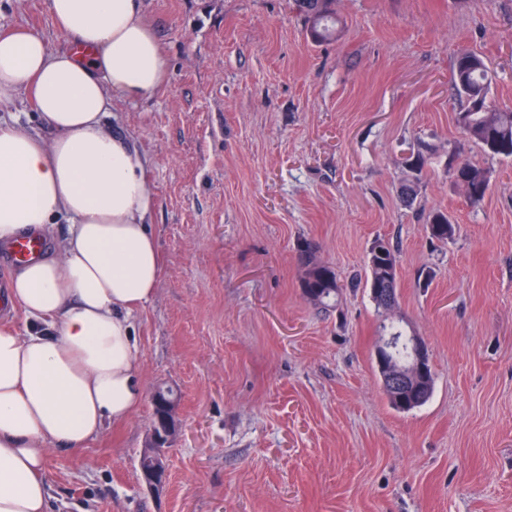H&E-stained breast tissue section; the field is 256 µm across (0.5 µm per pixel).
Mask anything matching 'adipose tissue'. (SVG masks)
<instances>
[{
    "label": "adipose tissue",
    "mask_w": 512,
    "mask_h": 512,
    "mask_svg": "<svg viewBox=\"0 0 512 512\" xmlns=\"http://www.w3.org/2000/svg\"><path fill=\"white\" fill-rule=\"evenodd\" d=\"M48 9L71 49L24 28L0 35V105L29 94L43 126L0 120V247L33 234L55 242L16 265L5 290L27 330L0 323V512H47L48 445L82 448L141 403L132 316L162 272L150 160L106 121L115 98L165 83L160 41L142 0Z\"/></svg>",
    "instance_id": "ef3b65f1"
}]
</instances>
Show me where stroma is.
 <instances>
[{
	"label": "stroma",
	"mask_w": 512,
	"mask_h": 512,
	"mask_svg": "<svg viewBox=\"0 0 512 512\" xmlns=\"http://www.w3.org/2000/svg\"><path fill=\"white\" fill-rule=\"evenodd\" d=\"M333 7L341 36L317 43L294 0H143L167 80L115 100L112 121L151 157L158 197L163 270L133 315L145 397L83 448L49 451V512H512V158L460 133L450 85L471 49L489 105L512 107V0ZM20 27L67 46L47 0H0V32ZM463 160L488 172L480 204L448 176ZM378 238L435 377L408 413L383 394L384 319L355 284ZM307 240L345 285L335 308L303 293ZM159 386L178 391L182 427L155 495L137 461ZM429 233L431 238L439 241L448 240L455 232V226L452 224L448 215L442 211H436L429 216Z\"/></svg>",
	"instance_id": "35a3bbf8"
}]
</instances>
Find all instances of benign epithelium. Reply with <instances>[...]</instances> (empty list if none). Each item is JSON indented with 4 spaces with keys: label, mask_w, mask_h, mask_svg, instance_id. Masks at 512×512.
Returning <instances> with one entry per match:
<instances>
[{
    "label": "benign epithelium",
    "mask_w": 512,
    "mask_h": 512,
    "mask_svg": "<svg viewBox=\"0 0 512 512\" xmlns=\"http://www.w3.org/2000/svg\"><path fill=\"white\" fill-rule=\"evenodd\" d=\"M411 350L408 363L399 365L391 359L394 337L384 336L378 343L374 359L376 370L384 384L393 390H400L403 396L412 400L421 397L429 385V350L426 341L415 334L406 336ZM154 400L160 402L165 413L151 419L147 441L139 454V461L145 462L140 467L141 481L151 492L162 491L169 479L170 463L168 450L178 437L181 420L178 414V400H169L162 389L153 393Z\"/></svg>",
    "instance_id": "benign-epithelium-1"
}]
</instances>
